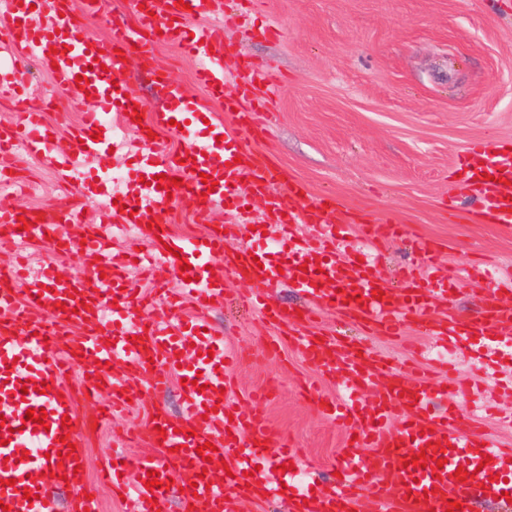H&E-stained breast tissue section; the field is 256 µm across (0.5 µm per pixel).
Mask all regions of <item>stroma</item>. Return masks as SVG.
<instances>
[{
    "label": "stroma",
    "mask_w": 512,
    "mask_h": 512,
    "mask_svg": "<svg viewBox=\"0 0 512 512\" xmlns=\"http://www.w3.org/2000/svg\"><path fill=\"white\" fill-rule=\"evenodd\" d=\"M227 15L224 41L232 50L224 65L226 94L237 91L235 75L249 65L275 73L281 85L270 96L278 120L272 137L259 143L284 177L308 193L333 200L356 220L403 224V237L383 242L379 274L388 285L399 282L409 267L426 264L446 270L448 312L459 319L484 309L486 286L470 267L497 263L512 274V226L477 224V192L460 158L483 140L512 141V0H221ZM195 60L175 45H155L153 67L128 56L126 73L147 111L166 108L157 93V78L182 84L196 97L200 118L224 117L222 106L209 100L195 83ZM26 92L36 103L49 104L48 121L58 133L57 150L69 147L66 130L79 120L85 101L67 93L50 94L51 80L36 63L25 62ZM120 146L105 160L110 178L101 195L88 199L90 221H97L101 197H121L132 189L145 151L134 134H120ZM14 160L22 178L38 183L37 195H19L0 187V208H51L66 192L54 173L22 152ZM123 180H113V173ZM236 197L209 211L191 203L175 204L167 220L179 235H199L216 224L247 221L266 225L267 238L277 237L265 202L238 183ZM425 237L441 242L432 261L413 248ZM227 300L210 314L214 329L228 344L255 348L275 336V326L247 310L240 298L252 284L227 278ZM321 332L346 338L353 345L381 351L396 365L416 361L415 345H428L419 320H410L404 336L390 337L322 314ZM455 361L487 390L512 377V360L499 354L487 369L482 353L459 354ZM235 396L249 404V393L277 381L265 411L275 432L302 448L306 481H328L340 462L344 428L327 420L318 400L299 396L301 382H318L323 396L332 384L284 347L276 360L253 353L231 368ZM161 402L171 416L180 413L178 383L158 398L143 397L140 408L109 428L88 433L86 468L95 474L116 435L147 424L146 414Z\"/></svg>",
    "instance_id": "stroma-1"
}]
</instances>
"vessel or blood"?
<instances>
[{
	"label": "vessel or blood",
	"instance_id": "vessel-or-blood-1",
	"mask_svg": "<svg viewBox=\"0 0 512 512\" xmlns=\"http://www.w3.org/2000/svg\"><path fill=\"white\" fill-rule=\"evenodd\" d=\"M137 28L113 20L112 35H82L83 17L99 12V0H7L0 11V27L10 31L13 59L34 60L48 69L56 91L77 93V77L88 78L93 106L68 131L70 150L51 147L54 127L37 107L21 110L19 123L0 128V182L16 179L8 160L14 147L51 170L67 191L59 208L0 209V237L16 242L48 241L53 252L66 256L69 243L55 230L64 224L84 228L82 253L88 278L62 277L59 266L45 264L29 275L26 258L0 273V502L10 512H99L91 498L84 466L88 425L78 413L80 401L100 391L112 394L113 412H124L130 400L144 391L165 392L171 377L185 379L181 388L182 413L170 417L162 407L149 414L148 435L119 437L100 467L101 480L115 496L129 498L134 512H241L247 498L287 502L290 512H472L476 502L499 501L512 493V446L490 437L476 418L463 414L459 398L465 384L453 374L448 353L471 350L474 336L495 352L512 344V278L491 282L481 316L461 321L438 313L437 298L444 279L435 271L406 274V284L393 288L380 279L371 263L352 265L340 260L347 242L349 221L330 216L322 200L311 199L301 211L288 209L272 186L285 182L289 195L302 188L287 182L279 168L254 148L270 135L275 113L260 126L252 113L238 109V99L224 95V25L215 22L214 0H140ZM162 32L164 41L180 47L200 63L197 83L212 99L223 102L230 121L213 120L199 126L198 104L173 82L162 84L171 107L135 120L137 97L120 61V52L133 51L152 62L149 35ZM276 76L251 66L240 72L239 92L249 96L256 85L274 87ZM117 113L125 128L135 132L149 150L148 176L181 178V185L137 184L106 204L107 220L87 223L83 201L93 192L95 172L83 178L75 173L82 161L101 160L112 146V129L102 114ZM184 142L171 150L156 133ZM463 168L478 167V215L491 224H512V142L486 141L470 148ZM246 181L254 196L266 200L291 253L279 261L267 253L244 247L246 239L262 238V230L246 224L226 225L224 232L174 234L164 214L175 200L190 198L198 210L224 198L238 181ZM215 189H208V182ZM314 224V236L293 234L296 222ZM132 227L138 250L117 258L112 253V225ZM361 235L370 246L405 235L402 224L362 223ZM189 271H182L181 262ZM137 267L155 286L153 295L126 287L128 268ZM261 285L248 301L270 321L278 334L264 350L279 355L281 340L318 374L336 385L328 399V416L349 426L353 436L341 451L340 476L320 497H312L298 480L304 461L288 442H276L263 412L239 407L231 398L228 362L238 351L224 345L211 329L208 314L224 303V279ZM289 281L307 294L311 303L294 311L270 304L268 289ZM170 311L191 306L194 317L186 327L171 328L155 317L157 301ZM332 309L386 335L398 334L410 315L423 317L426 332L440 350L435 362L446 378L441 382L398 369L382 352L336 338L318 337L320 312ZM87 378L79 390L65 379L72 366ZM45 409V428L27 420L28 409ZM276 443L268 452V443ZM148 444L138 458L126 457L129 448ZM213 444L227 468H207L197 449ZM426 455L425 467L411 466L412 457ZM264 469H256L258 460ZM51 468V482L37 484L33 471ZM159 474L157 486H148V471ZM197 476L196 486L176 484L178 474ZM14 486H7V479Z\"/></svg>",
	"mask_w": 512,
	"mask_h": 512
}]
</instances>
